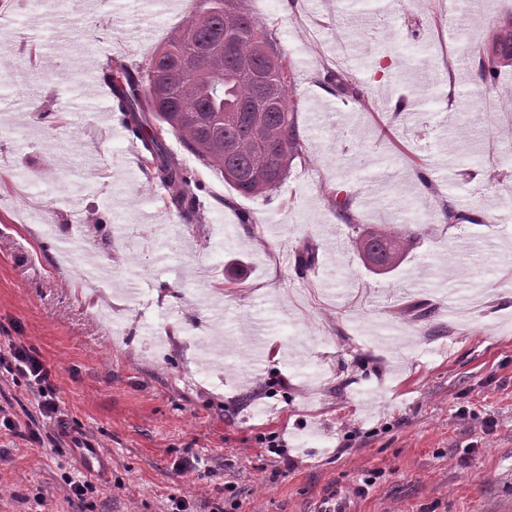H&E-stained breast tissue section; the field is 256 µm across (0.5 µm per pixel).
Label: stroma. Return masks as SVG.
<instances>
[{"label":"stroma","instance_id":"35a3bbf8","mask_svg":"<svg viewBox=\"0 0 512 512\" xmlns=\"http://www.w3.org/2000/svg\"><path fill=\"white\" fill-rule=\"evenodd\" d=\"M196 7L0 0V331L112 455L74 504L58 424L47 445L0 429V512H313L335 486L361 490L357 512H512V64L487 87L455 51L511 28L512 0H247L291 64L299 154L253 200L168 136L201 224L98 120L90 74L145 68ZM449 203L480 223H444ZM378 224L415 238L395 271L337 264ZM103 264L111 281L84 278ZM257 339L280 351L259 369Z\"/></svg>","mask_w":512,"mask_h":512}]
</instances>
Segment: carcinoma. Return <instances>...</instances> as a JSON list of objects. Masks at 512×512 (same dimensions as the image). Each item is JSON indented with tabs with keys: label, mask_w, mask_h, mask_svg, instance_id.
Masks as SVG:
<instances>
[{
	"label": "carcinoma",
	"mask_w": 512,
	"mask_h": 512,
	"mask_svg": "<svg viewBox=\"0 0 512 512\" xmlns=\"http://www.w3.org/2000/svg\"><path fill=\"white\" fill-rule=\"evenodd\" d=\"M221 39L230 42L231 52L214 65L206 50ZM503 50L504 40L499 38L480 48V70L494 73ZM177 54L195 55L198 69L165 64ZM242 56L250 59L249 74L239 68ZM107 77L123 120L142 135L147 175L176 189L173 203L186 219L203 221L194 192L199 183L169 157L165 141L170 133L245 198L262 196L285 180L288 162L299 146L295 104L289 99L292 74L276 40L243 0H198L184 25L156 50L146 71L115 64ZM258 77L279 88L277 107L265 113L260 129L253 127L247 112L261 95ZM354 243L364 266L381 275L401 265L412 240L370 227Z\"/></svg>",
	"instance_id": "cac0c4a2"
}]
</instances>
